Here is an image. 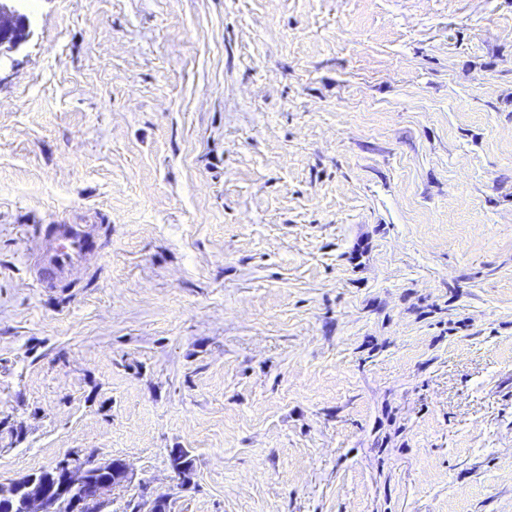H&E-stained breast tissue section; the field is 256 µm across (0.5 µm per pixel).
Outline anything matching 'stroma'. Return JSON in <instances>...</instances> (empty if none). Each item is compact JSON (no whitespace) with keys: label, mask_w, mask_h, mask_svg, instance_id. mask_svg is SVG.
Segmentation results:
<instances>
[{"label":"stroma","mask_w":512,"mask_h":512,"mask_svg":"<svg viewBox=\"0 0 512 512\" xmlns=\"http://www.w3.org/2000/svg\"><path fill=\"white\" fill-rule=\"evenodd\" d=\"M26 13L0 481L91 450L131 468L107 512H512V0ZM46 224L100 227L71 287Z\"/></svg>","instance_id":"35a3bbf8"}]
</instances>
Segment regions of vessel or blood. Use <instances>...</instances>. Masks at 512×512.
I'll return each instance as SVG.
<instances>
[{
	"label": "vessel or blood",
	"mask_w": 512,
	"mask_h": 512,
	"mask_svg": "<svg viewBox=\"0 0 512 512\" xmlns=\"http://www.w3.org/2000/svg\"><path fill=\"white\" fill-rule=\"evenodd\" d=\"M94 227L90 224H52L45 231L47 242L31 260L42 287L55 288L70 282L75 269L92 253Z\"/></svg>",
	"instance_id": "1"
}]
</instances>
